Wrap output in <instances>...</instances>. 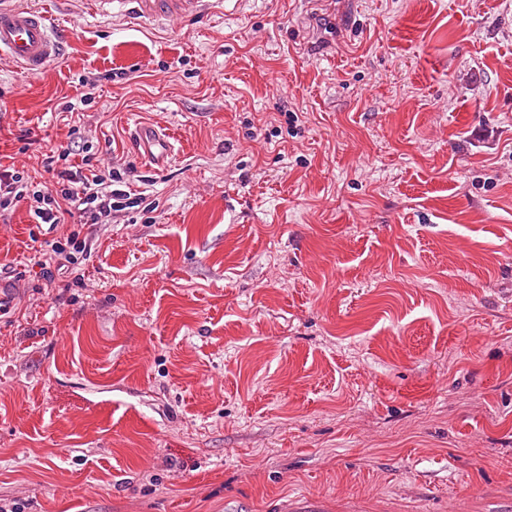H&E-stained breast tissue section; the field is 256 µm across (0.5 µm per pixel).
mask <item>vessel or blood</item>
Returning a JSON list of instances; mask_svg holds the SVG:
<instances>
[{
	"label": "vessel or blood",
	"mask_w": 512,
	"mask_h": 512,
	"mask_svg": "<svg viewBox=\"0 0 512 512\" xmlns=\"http://www.w3.org/2000/svg\"><path fill=\"white\" fill-rule=\"evenodd\" d=\"M99 15L120 13L129 19L161 25L173 19H192L208 13L223 0H86ZM71 32L55 31L48 14L37 8L0 6V58L21 71L35 74L59 57ZM135 144L141 157L161 165L172 159L175 141L169 133L144 125L137 127Z\"/></svg>",
	"instance_id": "1"
}]
</instances>
